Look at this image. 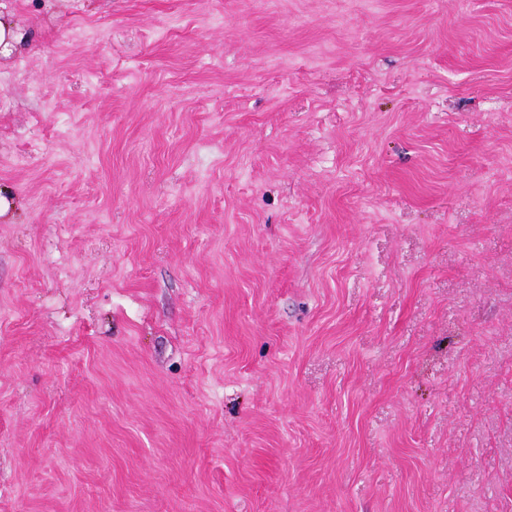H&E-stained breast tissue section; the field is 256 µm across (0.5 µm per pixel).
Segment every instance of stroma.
Listing matches in <instances>:
<instances>
[{
	"label": "stroma",
	"mask_w": 512,
	"mask_h": 512,
	"mask_svg": "<svg viewBox=\"0 0 512 512\" xmlns=\"http://www.w3.org/2000/svg\"><path fill=\"white\" fill-rule=\"evenodd\" d=\"M5 9L0 512H512V0Z\"/></svg>",
	"instance_id": "obj_1"
}]
</instances>
